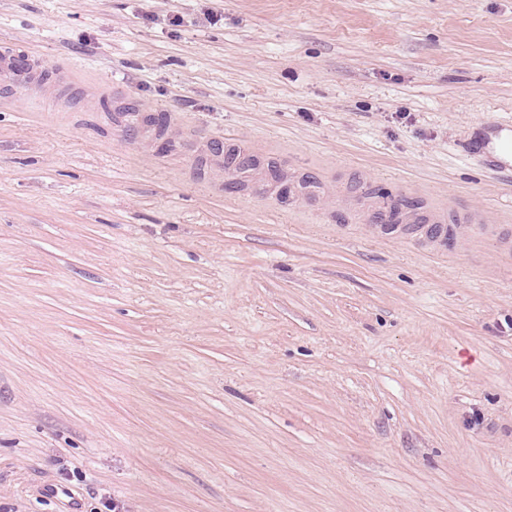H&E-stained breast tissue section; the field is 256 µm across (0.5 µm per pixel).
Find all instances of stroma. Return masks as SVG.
<instances>
[{
	"mask_svg": "<svg viewBox=\"0 0 512 512\" xmlns=\"http://www.w3.org/2000/svg\"><path fill=\"white\" fill-rule=\"evenodd\" d=\"M1 42L68 103L0 90V512H512V253L358 221L512 226L469 151L512 0H0ZM112 97L115 99L117 106L112 114V128L122 133L129 130L132 126L141 124L142 117L135 112H122L119 108L124 106L127 101V93L120 87H112ZM387 207H383L378 213L379 223L382 224H368L372 230H379L385 234H403L405 231H419L426 237L427 243L432 249L444 250L448 246V240L453 245L460 239L469 235V232L475 227L481 230L497 229L494 225L485 224L483 218L480 216L477 223L474 224H457L455 227H448L446 221L448 216L444 210L437 209L429 214L420 215L416 213H409L405 217V222L408 224H397L395 215L397 214L398 207H389V213L385 211ZM421 216H425L429 224H414ZM431 224H437L431 227ZM418 225V226H414Z\"/></svg>",
	"mask_w": 512,
	"mask_h": 512,
	"instance_id": "1",
	"label": "stroma"
}]
</instances>
